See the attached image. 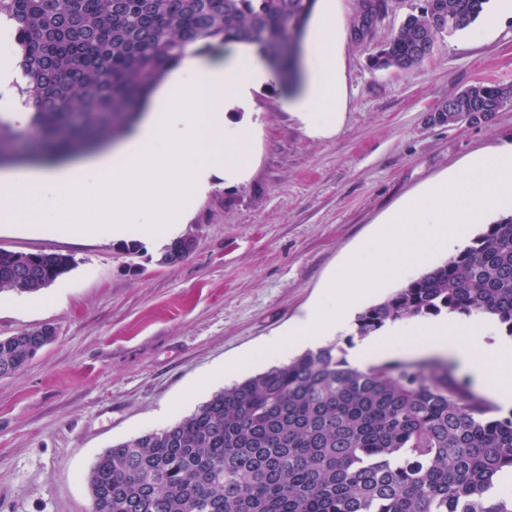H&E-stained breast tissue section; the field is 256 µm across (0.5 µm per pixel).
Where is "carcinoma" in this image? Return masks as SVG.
Returning a JSON list of instances; mask_svg holds the SVG:
<instances>
[{"label": "carcinoma", "mask_w": 512, "mask_h": 512, "mask_svg": "<svg viewBox=\"0 0 512 512\" xmlns=\"http://www.w3.org/2000/svg\"><path fill=\"white\" fill-rule=\"evenodd\" d=\"M370 56L407 70L468 28L488 0H422ZM316 0H0L25 85V121L0 117V156L26 129L67 155L127 130L151 88L190 46L250 43L286 61ZM384 16L390 0H357ZM512 86L475 83L433 120L488 118ZM73 269L62 253L0 249V293L34 294ZM487 315L512 336V213L458 253L360 312L355 335L441 313ZM54 340L0 338V377ZM512 474V415L438 364H349L336 343L226 387L193 413L107 449L90 468L91 512H512L496 488Z\"/></svg>", "instance_id": "1"}]
</instances>
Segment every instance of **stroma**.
<instances>
[{
    "instance_id": "stroma-1",
    "label": "stroma",
    "mask_w": 512,
    "mask_h": 512,
    "mask_svg": "<svg viewBox=\"0 0 512 512\" xmlns=\"http://www.w3.org/2000/svg\"><path fill=\"white\" fill-rule=\"evenodd\" d=\"M374 44L343 38L346 104L335 132L283 107L302 75L255 95L256 163L239 184L188 201L189 256L137 240H75L0 225V248L65 253L74 269L36 295L0 294V338L51 325L56 339L0 377V512H90L99 455L165 428L221 390L201 375L287 330L380 225L472 157L512 148V102L491 118L433 122L471 84L512 85V15L440 38L410 70L374 71Z\"/></svg>"
}]
</instances>
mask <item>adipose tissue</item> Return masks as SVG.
<instances>
[{
    "label": "adipose tissue",
    "mask_w": 512,
    "mask_h": 512,
    "mask_svg": "<svg viewBox=\"0 0 512 512\" xmlns=\"http://www.w3.org/2000/svg\"><path fill=\"white\" fill-rule=\"evenodd\" d=\"M341 37L331 0H322L308 36L304 90L284 102L315 137L332 132L341 115ZM275 81L252 45L238 44L226 61H207L188 50L133 131L105 153L66 167L0 175V185L8 189L0 195V223H19L25 203L37 197L44 222L69 237L171 243L187 218L185 198L206 195L216 180L229 185L250 174L252 129L230 113L249 111L255 91ZM138 210L150 212L151 221L134 222ZM456 336V325L447 318L399 320L357 340L348 360L364 368L395 352L449 354L474 365L485 391L511 407L512 340L500 338L484 316L472 317L466 342Z\"/></svg>",
    "instance_id": "ef3b65f1"
}]
</instances>
